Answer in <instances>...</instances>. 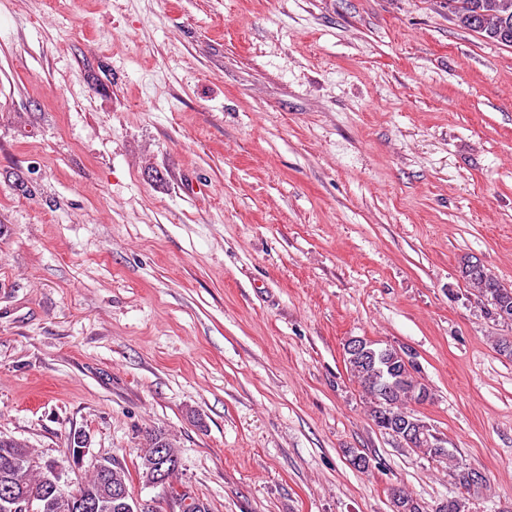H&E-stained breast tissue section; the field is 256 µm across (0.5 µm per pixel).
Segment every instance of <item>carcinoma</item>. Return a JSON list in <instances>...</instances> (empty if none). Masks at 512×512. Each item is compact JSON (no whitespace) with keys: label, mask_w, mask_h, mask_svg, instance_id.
<instances>
[{"label":"carcinoma","mask_w":512,"mask_h":512,"mask_svg":"<svg viewBox=\"0 0 512 512\" xmlns=\"http://www.w3.org/2000/svg\"><path fill=\"white\" fill-rule=\"evenodd\" d=\"M453 16L458 25L475 32L491 42L512 47V41L503 42L504 29L512 32V0H453ZM473 258L461 259L459 273L465 284L482 296L501 301L512 310V287L502 283L491 271L471 270ZM376 359L367 362L345 358L346 369L361 387L369 401V416L379 424L382 405L379 404L383 387L391 388L390 408L396 416H407L420 423L422 418L409 407L413 400L420 368L416 363L406 364L391 346L370 345ZM424 456L448 461L449 473L462 489L461 494L442 500L435 505L434 512H474L475 501L486 486V480L473 482L470 474L476 468L459 461L453 452L434 448L429 443L416 448ZM164 454L168 469L166 489L161 496L162 504H156L151 512H162L163 507L179 512H208L205 504L186 492H179L175 482L181 468V458L176 441L166 432L155 429L146 433L145 451L139 455L137 472L143 483L150 482L156 470L158 454ZM107 477L100 475L101 464L93 465L91 473L74 484L54 487L44 482L46 460L35 453L24 440L0 434V493L11 490L18 495L34 497L37 512H78L76 502L99 503L98 512H128L127 504L133 501L129 490L130 474L118 463H109ZM394 512H426L423 506L404 490L391 497Z\"/></svg>","instance_id":"carcinoma-1"}]
</instances>
